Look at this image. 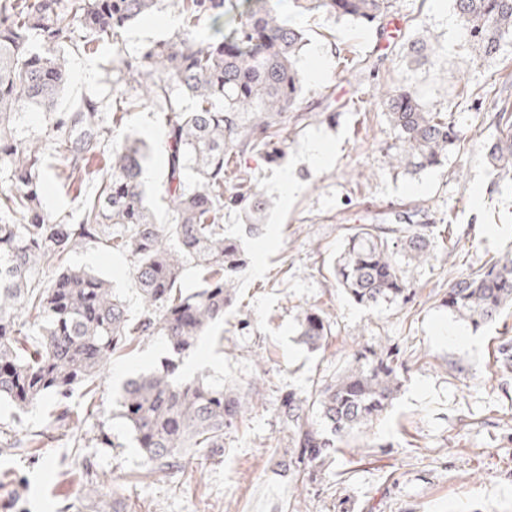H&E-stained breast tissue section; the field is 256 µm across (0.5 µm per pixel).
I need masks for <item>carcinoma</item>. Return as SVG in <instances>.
I'll return each instance as SVG.
<instances>
[{"label":"carcinoma","mask_w":512,"mask_h":512,"mask_svg":"<svg viewBox=\"0 0 512 512\" xmlns=\"http://www.w3.org/2000/svg\"><path fill=\"white\" fill-rule=\"evenodd\" d=\"M466 34L483 56L493 58L512 44V0H453ZM160 0H0V212L20 214L22 224L0 223V402L19 410L54 401V422L72 429L82 418L69 399L82 386L93 414L95 380L107 360L143 336H160L177 354L191 350L224 318L235 282L248 257L224 236V206H240L258 234L269 207L236 175L239 190L226 195L225 175L234 158L275 153L286 140L288 113L297 111L304 45L301 30L282 22L272 0H177L182 31L176 39L126 57L116 72L112 97L125 111L153 106L163 112L168 219L158 222L146 202L142 174L149 148L106 127L102 102L84 96L59 111L69 81L66 47L81 38L112 41L157 10ZM391 0H304L300 7L372 23ZM208 22L210 37H198ZM191 99L192 109L183 102ZM45 119L34 137L20 126L22 108ZM384 106L398 146L392 167L415 172L441 164L457 141L444 112H432L415 92H386ZM497 135L485 157L498 172L512 173V108L495 113ZM61 159L69 176L87 175L105 157L110 172L94 194L76 187L79 216L50 211L43 190L48 158ZM174 242L170 248L166 242ZM98 243L130 254L140 291V315L130 318L106 281L66 266L72 251ZM435 258L428 224H357L331 272L357 304L409 299L413 288L403 265ZM204 271L205 286H181L186 265ZM43 268L47 281L35 278ZM512 304V251L461 273L448 285L442 305L479 328ZM332 336L324 310L307 309L299 319V341L311 350ZM408 361L395 347L366 345L336 379L307 397L281 400L280 416L291 432L294 456L276 462L296 480L331 462L354 432L368 431L403 387ZM252 394L202 377L178 379L166 364L128 379L117 416L151 463L142 474L168 475L182 467L191 448L224 454V430L237 425Z\"/></svg>","instance_id":"1"}]
</instances>
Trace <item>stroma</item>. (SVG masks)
Listing matches in <instances>:
<instances>
[{
    "instance_id": "1",
    "label": "stroma",
    "mask_w": 512,
    "mask_h": 512,
    "mask_svg": "<svg viewBox=\"0 0 512 512\" xmlns=\"http://www.w3.org/2000/svg\"><path fill=\"white\" fill-rule=\"evenodd\" d=\"M282 21L303 31L298 68L300 112L282 157H242L256 188L274 203L262 218L263 237L248 233L239 210L224 211V232L238 237L250 258L235 301L214 333L181 357L178 373L208 376L256 390L238 428L224 434V453L193 450L179 472L143 479L150 463L116 418L117 391L139 370L158 368L165 342L147 336L115 354L96 381L98 411L79 430L51 428L52 400L27 412L0 403V512H112L113 499L131 512H512V368L494 349L512 339V310L481 328L468 327L441 304L452 277L512 251V178L499 177L483 157L493 138V116L512 85V48L482 59L469 46L453 0H393L380 22L365 26L295 0H274ZM173 28L139 22L117 43L68 50L71 80L65 101L94 96L110 102L112 60L174 39ZM420 39L429 60L410 62L407 43ZM407 88L431 110L450 113L459 142L442 164L418 173L389 163L395 133L379 89ZM326 152L316 156L312 148ZM297 192L284 194L282 175ZM453 224L456 246L439 244L437 260L413 263L414 287L405 304L367 309L354 303L331 275L346 226ZM69 267L103 278L139 315L141 301L128 254L100 244L73 251ZM321 307L335 325L327 348L313 352L298 340L304 309ZM465 329L461 338L449 330ZM398 348L408 361L393 405L365 434L349 439L335 483L320 471L305 484L271 463L289 452L279 415L288 394L308 396L335 377L363 345ZM34 434L41 447H25ZM99 490L89 501L86 487Z\"/></svg>"
}]
</instances>
